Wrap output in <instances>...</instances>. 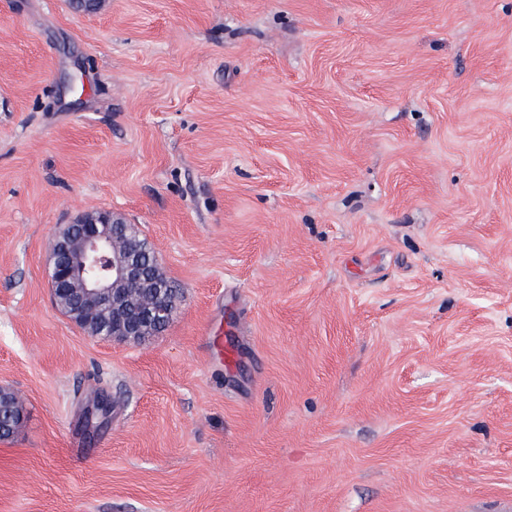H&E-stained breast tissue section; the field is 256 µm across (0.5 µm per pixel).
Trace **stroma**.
I'll return each mask as SVG.
<instances>
[{
    "instance_id": "stroma-1",
    "label": "stroma",
    "mask_w": 512,
    "mask_h": 512,
    "mask_svg": "<svg viewBox=\"0 0 512 512\" xmlns=\"http://www.w3.org/2000/svg\"><path fill=\"white\" fill-rule=\"evenodd\" d=\"M99 210L139 344L48 292ZM0 387V512H512V0H0ZM112 212L88 214L53 240L49 288L56 305L92 338L140 342L179 303L142 264L138 239Z\"/></svg>"
}]
</instances>
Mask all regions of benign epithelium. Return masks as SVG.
Returning <instances> with one entry per match:
<instances>
[{
  "mask_svg": "<svg viewBox=\"0 0 512 512\" xmlns=\"http://www.w3.org/2000/svg\"><path fill=\"white\" fill-rule=\"evenodd\" d=\"M122 220L110 212L77 219L53 240L49 288L55 304L92 338L139 342L157 333L179 303L171 285L142 264L138 239L116 232ZM111 403L86 411L107 422Z\"/></svg>",
  "mask_w": 512,
  "mask_h": 512,
  "instance_id": "7a95c632",
  "label": "benign epithelium"
}]
</instances>
